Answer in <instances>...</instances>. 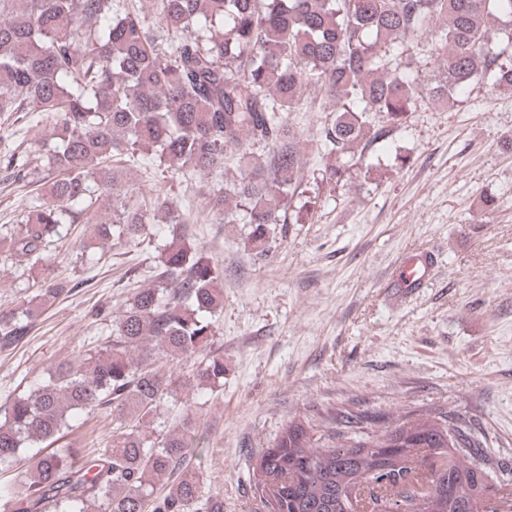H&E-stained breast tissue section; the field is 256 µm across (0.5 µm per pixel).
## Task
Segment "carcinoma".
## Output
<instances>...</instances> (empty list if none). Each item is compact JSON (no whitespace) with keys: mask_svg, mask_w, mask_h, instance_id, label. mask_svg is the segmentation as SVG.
<instances>
[{"mask_svg":"<svg viewBox=\"0 0 512 512\" xmlns=\"http://www.w3.org/2000/svg\"><path fill=\"white\" fill-rule=\"evenodd\" d=\"M414 46L437 59L425 85L393 64ZM476 79L512 92V0H154L150 16L134 0H0V112L26 103L51 113L42 146L57 171L5 238L10 256L39 257L66 224L134 240L149 206L155 223L181 230L162 245L156 284L135 289L109 340L59 362L0 414V473H10L0 512H88L90 500L98 512H223L191 474L189 431L148 434L165 425L179 386L146 347L173 361L202 357L193 389L223 386L224 357L211 351L223 272L187 245L177 208L121 189L118 157L219 172L232 152L239 178L208 205L222 224L242 212L262 257L304 179L288 114L312 111L306 89L335 107L318 142L335 157L322 180L337 184L363 158L360 144L387 138L423 99L452 106ZM101 197L110 221L91 212ZM65 290L49 280L21 308L0 310V347L22 342ZM96 409L112 417V434L94 457L45 451ZM380 418L331 411L317 438L308 424L286 425L250 475L265 512H348L354 498L362 512H498L495 462L447 412L414 410L354 436Z\"/></svg>","mask_w":512,"mask_h":512,"instance_id":"obj_1","label":"carcinoma"}]
</instances>
